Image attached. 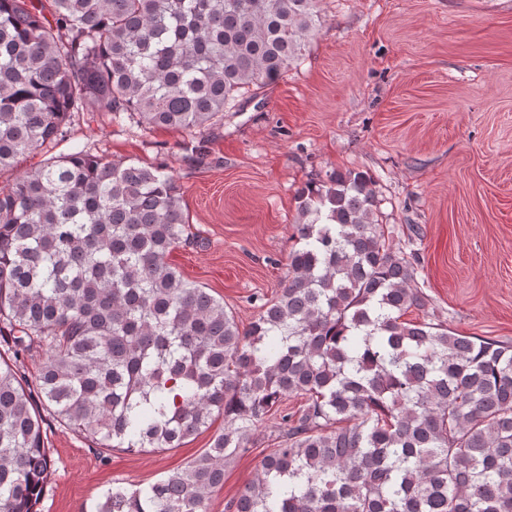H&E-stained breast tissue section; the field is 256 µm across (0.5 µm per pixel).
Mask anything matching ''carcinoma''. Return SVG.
<instances>
[{
	"mask_svg": "<svg viewBox=\"0 0 512 512\" xmlns=\"http://www.w3.org/2000/svg\"><path fill=\"white\" fill-rule=\"evenodd\" d=\"M318 0H0V171L75 114L193 132L275 83ZM288 275L242 328L169 261L191 243L166 165L86 148L0 188V512H37L40 408L99 448H210L97 512H205L224 464L285 397L286 439L228 512H512V343L427 320L415 256L375 220L370 176L297 192ZM48 355L32 396L14 360Z\"/></svg>",
	"mask_w": 512,
	"mask_h": 512,
	"instance_id": "1",
	"label": "carcinoma"
}]
</instances>
